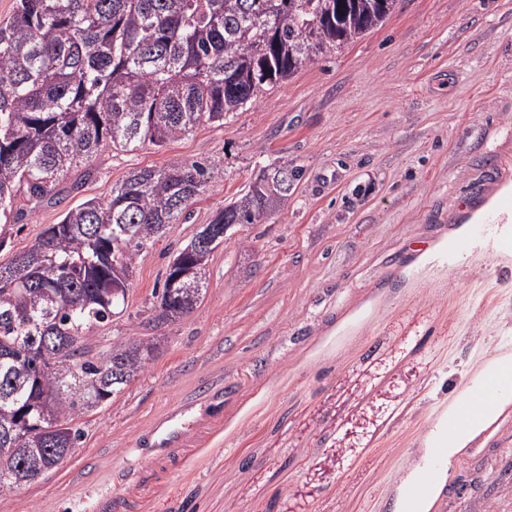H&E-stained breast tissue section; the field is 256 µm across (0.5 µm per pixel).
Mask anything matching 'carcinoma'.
<instances>
[{
    "mask_svg": "<svg viewBox=\"0 0 512 512\" xmlns=\"http://www.w3.org/2000/svg\"><path fill=\"white\" fill-rule=\"evenodd\" d=\"M398 0H17L0 20V220L17 195L40 204L100 148L163 147L202 122L224 119L266 88L378 26ZM299 168L267 169L213 218L261 224L288 198ZM223 178L212 162L172 160L131 171L105 199H87L0 266V495L3 476L40 459L60 466L82 438L75 419L124 376L144 371L158 339L140 338L85 357L83 330L116 315L140 252L177 224ZM210 253L190 240L154 290L156 319L187 316L202 303L206 276L172 287V268H206ZM58 348L47 368L44 340ZM80 365L86 387L69 373ZM28 408L33 434L5 426Z\"/></svg>",
    "mask_w": 512,
    "mask_h": 512,
    "instance_id": "obj_1",
    "label": "carcinoma"
}]
</instances>
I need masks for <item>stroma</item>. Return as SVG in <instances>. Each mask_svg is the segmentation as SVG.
Returning <instances> with one entry per match:
<instances>
[{
    "mask_svg": "<svg viewBox=\"0 0 512 512\" xmlns=\"http://www.w3.org/2000/svg\"><path fill=\"white\" fill-rule=\"evenodd\" d=\"M220 164L224 179L136 260L93 354L145 336L156 359L82 418L72 457L0 512H393L422 439L469 373L512 352V254L477 225L512 198V0H398L224 124L158 148L105 147L52 201L17 198L0 265L136 168ZM302 170L261 224L211 254L203 302L151 322L172 256L264 167ZM234 383L169 458L140 454L187 399ZM434 512H512V411L451 466Z\"/></svg>",
    "mask_w": 512,
    "mask_h": 512,
    "instance_id": "35a3bbf8",
    "label": "stroma"
}]
</instances>
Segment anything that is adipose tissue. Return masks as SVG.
Here are the masks:
<instances>
[{
    "label": "adipose tissue",
    "instance_id": "adipose-tissue-1",
    "mask_svg": "<svg viewBox=\"0 0 512 512\" xmlns=\"http://www.w3.org/2000/svg\"><path fill=\"white\" fill-rule=\"evenodd\" d=\"M512 410V354L484 362L449 403L425 439L432 459L422 460L405 478V496L395 512H431L457 456L503 413Z\"/></svg>",
    "mask_w": 512,
    "mask_h": 512
}]
</instances>
